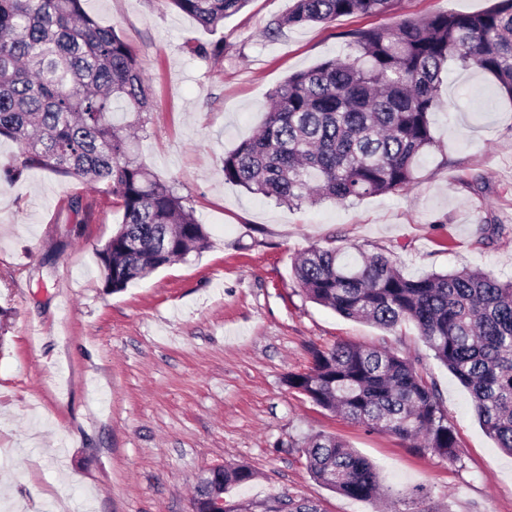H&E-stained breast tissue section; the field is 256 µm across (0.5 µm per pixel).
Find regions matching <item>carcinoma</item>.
I'll list each match as a JSON object with an SVG mask.
<instances>
[{
	"instance_id": "1",
	"label": "carcinoma",
	"mask_w": 512,
	"mask_h": 512,
	"mask_svg": "<svg viewBox=\"0 0 512 512\" xmlns=\"http://www.w3.org/2000/svg\"><path fill=\"white\" fill-rule=\"evenodd\" d=\"M83 0H0V137L20 146L27 168L104 185L122 222L98 256L105 288L118 292L208 246V235L173 186L138 161L112 122L114 108L150 109L149 86L131 46L89 16ZM215 31L249 0H160ZM393 0H295L272 32L340 16H375ZM353 53L290 75L271 94L256 133L224 154V180L289 208L344 204L409 188L434 145L445 65L491 75L512 99V0L477 14L406 16L393 30L348 34ZM311 301L383 329L413 324L435 357L471 394L497 447L512 455V281L463 268L409 277L390 252L314 245L294 262ZM288 386L320 407L450 460L457 439L439 394L413 362L386 348L338 343L314 352ZM312 476L370 503L393 494L376 467L334 435L301 446ZM251 470L224 468V492Z\"/></svg>"
}]
</instances>
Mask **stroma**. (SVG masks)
I'll use <instances>...</instances> for the list:
<instances>
[{
  "mask_svg": "<svg viewBox=\"0 0 512 512\" xmlns=\"http://www.w3.org/2000/svg\"><path fill=\"white\" fill-rule=\"evenodd\" d=\"M496 3L397 0L381 15L273 35L294 0H250L214 32L158 0H84L132 46L150 86L139 160L194 209L209 245L112 293L97 255L122 221L111 192L43 169L0 181V512H189L217 463L254 471L228 498L243 512H372L312 477L299 445L318 433L403 491L397 512H512V456L414 328L343 318L307 299L292 272L318 244L391 251L409 276L470 268L512 280V99L488 74L444 69L416 182L350 205L290 209L221 172L274 89L345 56L349 32ZM219 41L221 55L189 52ZM340 342L414 361L456 431L455 460L288 387L314 350Z\"/></svg>",
  "mask_w": 512,
  "mask_h": 512,
  "instance_id": "35a3bbf8",
  "label": "stroma"
}]
</instances>
